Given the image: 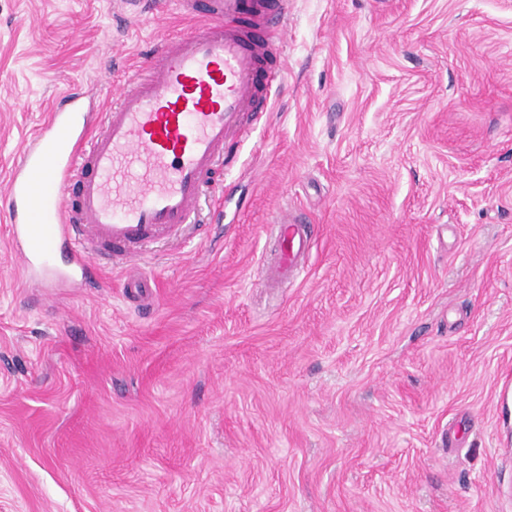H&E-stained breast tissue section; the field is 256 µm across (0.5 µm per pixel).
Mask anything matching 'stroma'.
<instances>
[{"label": "stroma", "mask_w": 512, "mask_h": 512, "mask_svg": "<svg viewBox=\"0 0 512 512\" xmlns=\"http://www.w3.org/2000/svg\"><path fill=\"white\" fill-rule=\"evenodd\" d=\"M199 221L53 302L0 223V512H512V0H288ZM170 4L0 0V184ZM316 239L263 287L281 212Z\"/></svg>", "instance_id": "obj_1"}]
</instances>
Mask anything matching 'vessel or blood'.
Segmentation results:
<instances>
[{
	"instance_id": "1",
	"label": "vessel or blood",
	"mask_w": 512,
	"mask_h": 512,
	"mask_svg": "<svg viewBox=\"0 0 512 512\" xmlns=\"http://www.w3.org/2000/svg\"><path fill=\"white\" fill-rule=\"evenodd\" d=\"M202 4L206 26L161 38L141 72L113 88L93 128L68 94L26 145L0 194V222L25 278L77 287L101 259L133 260L149 243L195 222L217 167H233V135L261 111L281 76L286 0H180ZM77 199H70V186ZM272 286L292 280L312 243L307 225L282 214Z\"/></svg>"
}]
</instances>
